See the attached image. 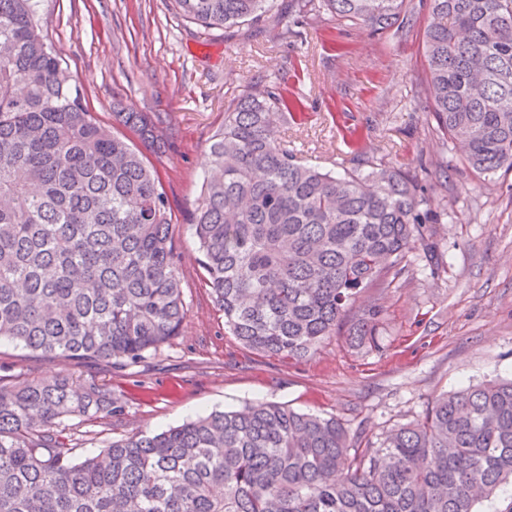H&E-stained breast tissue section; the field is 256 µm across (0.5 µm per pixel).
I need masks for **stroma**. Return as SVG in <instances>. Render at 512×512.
I'll use <instances>...</instances> for the list:
<instances>
[{
  "label": "stroma",
  "instance_id": "35a3bbf8",
  "mask_svg": "<svg viewBox=\"0 0 512 512\" xmlns=\"http://www.w3.org/2000/svg\"><path fill=\"white\" fill-rule=\"evenodd\" d=\"M287 3L273 0L259 20L227 32L183 20L169 0L40 4L44 34L101 122L111 124L120 101L166 129L164 144L146 157L169 198L188 309L179 336L131 366L33 356L0 342L1 376L79 375L124 403L109 419L70 420L80 436L73 459L258 401L336 416L378 442L443 392L512 377V171L483 181L456 148L437 146L424 89L429 0H406V24L383 31L340 25L322 12L290 15ZM256 81L301 101L298 118L279 124L298 156L338 172L370 156L417 175L424 196L441 202L430 227L438 269L413 247L391 288L365 289L355 304L382 305L376 344L334 336L312 357L288 360L251 351L224 331L186 220L225 108Z\"/></svg>",
  "mask_w": 512,
  "mask_h": 512
}]
</instances>
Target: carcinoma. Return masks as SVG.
<instances>
[{"label":"carcinoma","mask_w":512,"mask_h":512,"mask_svg":"<svg viewBox=\"0 0 512 512\" xmlns=\"http://www.w3.org/2000/svg\"><path fill=\"white\" fill-rule=\"evenodd\" d=\"M271 0H173L231 30ZM40 0H0V340L36 356L139 363L187 316L166 192L130 135L161 121L123 107L112 131L84 104L38 25ZM405 0H290L379 31ZM429 111L481 177L512 170V0H430ZM288 102L245 86L211 136L189 224L224 329L299 359L339 333L365 288H388L425 244L432 199L367 158L343 174L299 160L278 122ZM373 305L349 331L363 341ZM122 412L81 376L0 377V512H480L512 479V378L443 393L375 444L334 417L276 403L213 411L71 457L65 421Z\"/></svg>","instance_id":"1"}]
</instances>
